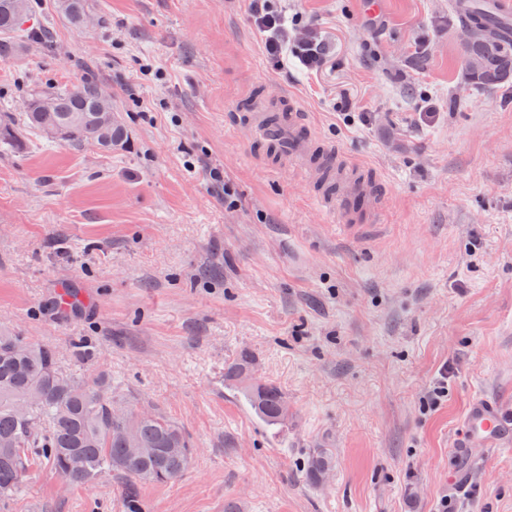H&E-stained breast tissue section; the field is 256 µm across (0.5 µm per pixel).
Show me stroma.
<instances>
[{
	"label": "stroma",
	"mask_w": 512,
	"mask_h": 512,
	"mask_svg": "<svg viewBox=\"0 0 512 512\" xmlns=\"http://www.w3.org/2000/svg\"><path fill=\"white\" fill-rule=\"evenodd\" d=\"M55 2L30 21L50 47L0 51V330L195 453L132 487L41 464L0 512H512V441L461 445L473 401L512 415V87L468 82L454 0H278L322 40L315 71L265 56L245 0H88L80 28ZM88 76L123 127L112 150L24 126L32 94ZM285 96L380 180L364 235L264 166L244 115ZM243 352L286 426L225 379ZM315 448L333 463L314 483Z\"/></svg>",
	"instance_id": "obj_1"
}]
</instances>
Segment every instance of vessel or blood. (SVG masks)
Here are the masks:
<instances>
[{"label": "vessel or blood", "instance_id": "b4317fda", "mask_svg": "<svg viewBox=\"0 0 512 512\" xmlns=\"http://www.w3.org/2000/svg\"><path fill=\"white\" fill-rule=\"evenodd\" d=\"M246 120L254 141L263 145L271 170L278 172L291 168L310 184H337L336 195L317 193L319 208L324 211L340 208L343 224L349 229L366 222V213L354 209L353 201L376 195L375 177L313 136L304 113L298 112L292 99L279 100L273 113H248ZM502 430V419L488 401L479 400L470 406L464 421L467 439L480 442Z\"/></svg>", "mask_w": 512, "mask_h": 512}]
</instances>
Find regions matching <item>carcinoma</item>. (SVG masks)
I'll return each instance as SVG.
<instances>
[{"label": "carcinoma", "instance_id": "obj_1", "mask_svg": "<svg viewBox=\"0 0 512 512\" xmlns=\"http://www.w3.org/2000/svg\"><path fill=\"white\" fill-rule=\"evenodd\" d=\"M33 0H0V34L22 30ZM77 25L88 18L87 0H59ZM473 17L460 16L464 31L476 24L487 36L462 41L470 81L494 90L512 81V28L470 4ZM101 88L82 81L28 99L26 124L66 142L104 150L120 141L122 129L100 105ZM225 376L243 386L254 414L272 426L288 423V398L277 385L253 377V359L240 354ZM193 445L174 422L154 410L133 411L112 400L103 386L63 373L53 352L26 337L0 331V501L17 494L22 478L44 460L66 482H89L106 470L139 484H163L181 477ZM332 463L327 448L304 461L307 477L319 480Z\"/></svg>", "mask_w": 512, "mask_h": 512}]
</instances>
